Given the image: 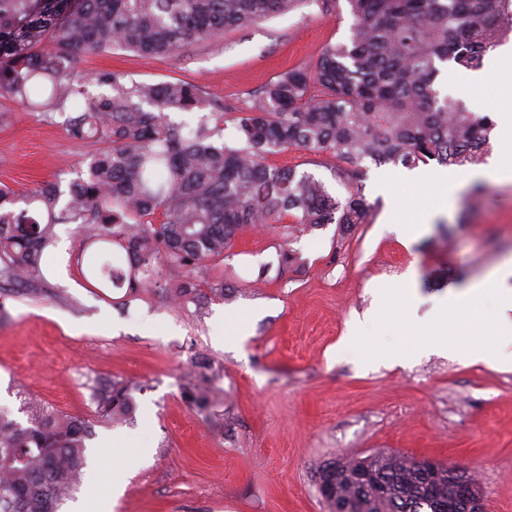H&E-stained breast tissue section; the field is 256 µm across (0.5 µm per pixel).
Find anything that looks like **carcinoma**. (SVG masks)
I'll return each instance as SVG.
<instances>
[{"instance_id": "cac0c4a2", "label": "carcinoma", "mask_w": 512, "mask_h": 512, "mask_svg": "<svg viewBox=\"0 0 512 512\" xmlns=\"http://www.w3.org/2000/svg\"><path fill=\"white\" fill-rule=\"evenodd\" d=\"M302 0H0V97L44 114L71 108L67 131L104 147L89 154L67 184H44L23 197L0 187V276L19 288L46 283L44 255L57 226L75 224L78 255L105 254L111 276L129 293L153 288L171 300L222 298L197 276L232 255L237 236L258 224H279L287 238L335 224L345 234L369 221L361 188L340 199L313 174L267 163L292 147L325 154L348 168L352 181L366 158L415 167L435 161L464 166L490 151L492 118L439 97L440 67L478 68L485 53L512 36V0H347L350 42L332 44L304 68L280 74L228 117L184 80L136 81L119 70L87 78L81 57L120 48L170 57L183 47L295 10ZM93 81L107 88L92 95ZM208 109L216 124L187 132L172 112ZM235 122L234 142L221 125ZM159 223H153L154 217ZM181 281L168 287L163 266ZM136 387L96 386L93 414L61 413L26 399L24 423L0 409V512H59L78 489L86 440L94 423L124 422L136 409ZM318 475L333 490L325 498L358 502L356 512H461L475 473L448 484V470L423 469L421 459L383 455L368 482L353 478L358 460Z\"/></svg>"}]
</instances>
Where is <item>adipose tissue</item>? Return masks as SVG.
Returning <instances> with one entry per match:
<instances>
[{"label": "adipose tissue", "instance_id": "adipose-tissue-1", "mask_svg": "<svg viewBox=\"0 0 512 512\" xmlns=\"http://www.w3.org/2000/svg\"><path fill=\"white\" fill-rule=\"evenodd\" d=\"M498 119L503 134L495 158L489 164L467 172L466 181L512 179V107L500 110ZM511 317L512 263H505L486 278L472 281L455 291L449 303L440 304L429 331L434 336L447 335L451 330L460 336L478 332L498 336L506 333L505 322Z\"/></svg>", "mask_w": 512, "mask_h": 512}]
</instances>
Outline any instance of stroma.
Wrapping results in <instances>:
<instances>
[{"label":"stroma","mask_w":512,"mask_h":512,"mask_svg":"<svg viewBox=\"0 0 512 512\" xmlns=\"http://www.w3.org/2000/svg\"><path fill=\"white\" fill-rule=\"evenodd\" d=\"M347 0H321L223 36L172 58L126 51L83 57L87 75L119 69L135 79H182L206 98L241 105L279 74L312 64L327 44L348 41ZM468 69L442 66L441 95L496 115L512 90L489 84L473 93ZM66 114L51 117L0 98V186L25 195L40 183L69 180L93 143L71 139ZM315 174L345 197L334 159L291 149L270 157ZM405 167L364 160L356 182L372 204L370 223L340 235L327 224L286 241L279 225L252 228L234 254L213 262L200 283L223 277L224 298L175 305L153 289L135 296L89 287L76 266L75 225H59L40 294L0 290V406L25 421V397L75 415L94 410L91 386L136 384V410L122 424L99 422L87 443L96 472L79 495L89 512H329L317 485L332 460L400 451L479 471L487 512H512V368L490 369L425 342V325L449 287L485 276L512 257V184L483 182L448 211L429 215L417 234L399 226ZM300 261L280 273L284 249ZM409 289L406 328L383 289ZM241 325L217 335L225 319ZM410 349L401 365L371 346ZM210 370L194 375L198 359ZM205 390L206 407L188 397Z\"/></svg>","instance_id":"obj_1"}]
</instances>
